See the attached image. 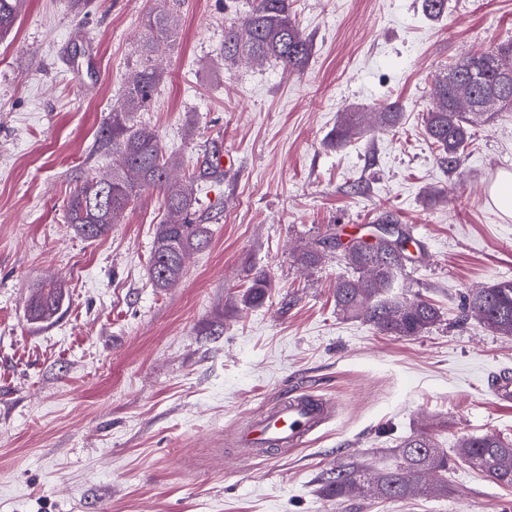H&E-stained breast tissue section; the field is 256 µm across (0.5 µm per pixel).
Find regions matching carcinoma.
<instances>
[{"label":"carcinoma","instance_id":"cac0c4a2","mask_svg":"<svg viewBox=\"0 0 512 512\" xmlns=\"http://www.w3.org/2000/svg\"><path fill=\"white\" fill-rule=\"evenodd\" d=\"M25 0H0V34L11 31ZM171 12L160 10L147 21L157 38L168 40L175 34ZM312 45L292 21L289 0H251L246 27L224 25V60L236 61L244 54L272 59L286 71L304 66ZM512 67V42L488 46L482 53L452 64L431 89V106L426 112V133L438 152L441 165L455 171L469 145L472 129L489 122L495 113L512 107V90L499 88L500 70ZM162 79L161 73L144 64L133 73L125 90L124 109L113 113L106 130L112 150L122 156V166L112 170V189L104 190L97 179L86 180L70 192L65 209L66 223L87 239L105 235L144 189L158 191L165 219L157 225L148 276L154 288H168L183 273L182 257L205 247L212 230L199 224L192 212L194 200L184 187L170 179L174 165L155 133L127 123V114L145 107ZM363 135L356 113H348L336 127L334 142L341 147ZM321 244L329 248L347 245L343 254L351 274L336 281L337 310L351 318L372 324L382 334L399 337L419 336L441 321L436 305L424 299L403 301L382 296L398 271L402 256L384 268L380 252L367 249V240L357 237L345 243L330 232ZM270 284L259 274L242 297L246 306L264 303ZM66 298L64 284H42L30 302L32 319H52ZM463 311L473 314L491 331L512 336V281H497L464 297ZM393 467L373 473L355 462L340 464L336 476L327 478L324 491L331 497H344L358 489L366 495L405 499L413 495H445L448 484L438 474L451 464L463 463L482 473L495 484L512 487V443L493 434L464 437L449 457L427 436L415 435L391 451Z\"/></svg>","mask_w":512,"mask_h":512}]
</instances>
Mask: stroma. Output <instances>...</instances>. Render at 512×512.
I'll return each mask as SVG.
<instances>
[{
	"label": "stroma",
	"mask_w": 512,
	"mask_h": 512,
	"mask_svg": "<svg viewBox=\"0 0 512 512\" xmlns=\"http://www.w3.org/2000/svg\"><path fill=\"white\" fill-rule=\"evenodd\" d=\"M162 3L27 0L0 39V512H512V488L461 463L440 497L323 491L339 463L384 469L419 432L448 452L466 435L512 440V407L489 389L512 373V336L463 312L512 280V220L487 194L512 172V112L476 129L452 173L424 127L434 80L512 39V0H449L437 19L421 0H291L312 42L294 73L225 62L224 23L248 0H177L174 40L146 52ZM146 61L164 78L129 122L155 132L213 229L163 290L147 277L158 191L95 240L64 222L71 189L115 167L105 130ZM393 102L396 127L331 146L346 113ZM386 212L414 256L387 295L442 312L419 336L339 314V251L298 260L328 228L367 236ZM259 271L268 297L244 306ZM51 280L68 298L32 321ZM297 390L333 401L334 419L307 446L246 455L240 426Z\"/></svg>",
	"instance_id": "stroma-1"
}]
</instances>
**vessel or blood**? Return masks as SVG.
Segmentation results:
<instances>
[{"instance_id":"obj_1","label":"vessel or blood","mask_w":512,"mask_h":512,"mask_svg":"<svg viewBox=\"0 0 512 512\" xmlns=\"http://www.w3.org/2000/svg\"><path fill=\"white\" fill-rule=\"evenodd\" d=\"M490 389L495 402L512 406V374L492 377ZM334 412L332 402L309 391L285 395L279 403L254 416L240 432L244 446L262 453L271 446L294 448L306 445L326 425Z\"/></svg>"}]
</instances>
